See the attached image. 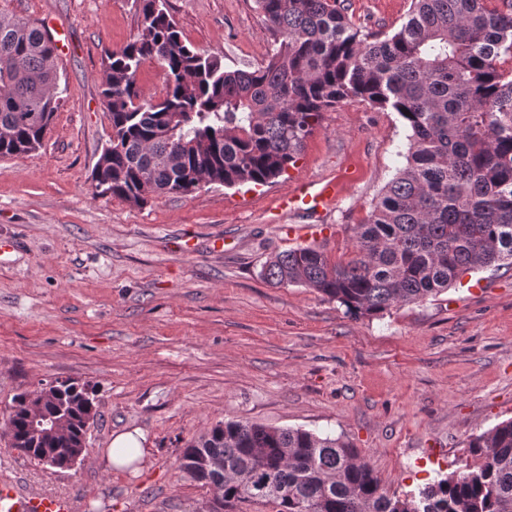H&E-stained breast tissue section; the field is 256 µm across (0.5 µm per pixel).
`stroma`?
Returning a JSON list of instances; mask_svg holds the SVG:
<instances>
[{
  "label": "stroma",
  "mask_w": 512,
  "mask_h": 512,
  "mask_svg": "<svg viewBox=\"0 0 512 512\" xmlns=\"http://www.w3.org/2000/svg\"><path fill=\"white\" fill-rule=\"evenodd\" d=\"M357 26L390 32L411 0H348ZM184 41L225 69L263 64L255 0H167ZM0 12L65 29L61 91L38 150L0 158V482L69 497L75 512H200L213 496L179 469L184 448L240 420L341 438L389 491L460 469L467 443L512 418V267L476 270L437 297L349 315L265 262L317 244L347 260L354 228L408 145L398 113L353 100L324 112L295 168L264 187L208 184L135 206L96 195L112 137L106 51L136 39L135 0H0ZM335 180L327 212L270 211L298 179ZM223 249H215V240ZM95 392L88 456L71 470L10 448L13 398L56 382ZM149 450L109 468L121 433Z\"/></svg>",
  "instance_id": "stroma-1"
}]
</instances>
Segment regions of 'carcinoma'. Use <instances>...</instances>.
Listing matches in <instances>:
<instances>
[{"label": "carcinoma", "mask_w": 512, "mask_h": 512, "mask_svg": "<svg viewBox=\"0 0 512 512\" xmlns=\"http://www.w3.org/2000/svg\"><path fill=\"white\" fill-rule=\"evenodd\" d=\"M141 33L104 58L112 139L92 180L98 195L142 205L202 184L267 185L296 165L323 112L347 100L397 112L411 131L406 164L355 227L352 257L317 245L281 252L261 275L313 288L348 312L380 316L435 297L463 274L512 266V0H412L393 32L351 23L345 0H256L272 37L251 71L188 46L165 0H137ZM159 62L164 92L137 74ZM51 35L0 13V157L42 145L58 98ZM409 114H404V111ZM65 420L80 441L97 416L73 383L13 399V447L54 467L56 443L32 415ZM465 466L418 494L389 492L358 449L305 429L228 420L189 444L180 469L222 490L224 506L277 512H512V419L467 444Z\"/></svg>", "instance_id": "carcinoma-1"}]
</instances>
